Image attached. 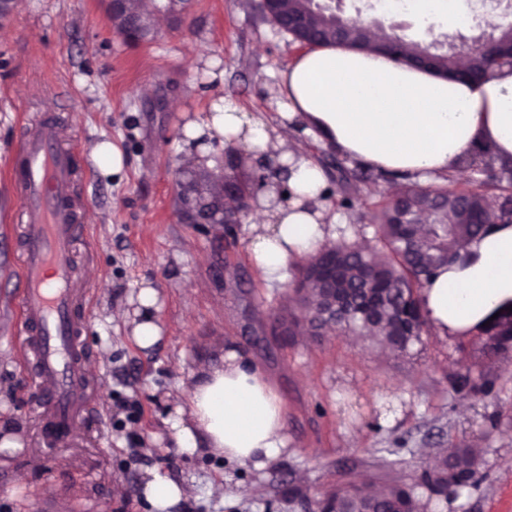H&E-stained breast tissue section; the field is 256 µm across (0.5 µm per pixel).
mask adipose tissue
Listing matches in <instances>:
<instances>
[{
  "label": "adipose tissue",
  "instance_id": "adipose-tissue-1",
  "mask_svg": "<svg viewBox=\"0 0 512 512\" xmlns=\"http://www.w3.org/2000/svg\"><path fill=\"white\" fill-rule=\"evenodd\" d=\"M278 115L298 137L272 134L264 121L222 100L190 124L184 143L191 166H212L206 141L220 137L244 166L274 159L290 166L288 203L269 206L276 186L255 209L250 255L264 280L282 281L290 262L313 253L336 229L321 202L325 174L309 138L334 146L353 163L426 180L455 171L477 144L512 159V68L480 81L448 82L397 64L372 50L319 47L300 53L276 79ZM471 262L441 269L423 291L428 315L444 336L480 321L512 298V225H496L469 246ZM188 419L172 435L190 454L198 449L263 468L288 446L285 407L275 385L250 361L229 353L223 365L195 377Z\"/></svg>",
  "mask_w": 512,
  "mask_h": 512
}]
</instances>
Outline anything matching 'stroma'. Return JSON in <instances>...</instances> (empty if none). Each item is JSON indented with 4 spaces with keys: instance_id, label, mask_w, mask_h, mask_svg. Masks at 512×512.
I'll return each mask as SVG.
<instances>
[{
    "instance_id": "35a3bbf8",
    "label": "stroma",
    "mask_w": 512,
    "mask_h": 512,
    "mask_svg": "<svg viewBox=\"0 0 512 512\" xmlns=\"http://www.w3.org/2000/svg\"><path fill=\"white\" fill-rule=\"evenodd\" d=\"M345 16L401 25L406 39L442 43L470 34L486 12L512 22L506 0H460L455 13L388 10L343 0ZM302 50L250 0H189L180 23L129 44L110 25L106 0H24L0 23V512H156L154 473L188 485L170 512H293L282 490L319 497L344 473H366L381 449H400L396 477L412 481L452 447L478 449L482 482L441 512H512V371L484 354L480 336L428 333L398 357L345 336H269L287 303L250 257L252 217L231 230L182 223L176 212L183 130L221 99L275 121L277 74ZM58 121L63 145L88 158L80 178L84 233L76 244L79 313L96 388L66 443L46 447L38 393L13 352L18 205L8 166L30 119ZM99 140L125 155L120 175L89 158ZM155 288L161 336L133 340L138 291ZM243 355L274 381L286 408L288 450L262 469L206 452H182L168 425L198 372ZM490 380L484 395L460 379ZM137 402L128 419L120 401Z\"/></svg>"
}]
</instances>
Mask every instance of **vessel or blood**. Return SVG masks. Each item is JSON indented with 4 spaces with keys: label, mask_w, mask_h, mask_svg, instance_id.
Listing matches in <instances>:
<instances>
[{
    "label": "vessel or blood",
    "mask_w": 512,
    "mask_h": 512,
    "mask_svg": "<svg viewBox=\"0 0 512 512\" xmlns=\"http://www.w3.org/2000/svg\"><path fill=\"white\" fill-rule=\"evenodd\" d=\"M61 135L58 125L34 120L11 169L25 215L16 270L22 318L16 354L32 371L50 446L66 438L67 426L94 394L75 317L80 290L72 248L80 224L74 177L80 159L58 148Z\"/></svg>",
    "instance_id": "obj_1"
}]
</instances>
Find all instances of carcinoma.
Returning a JSON list of instances; mask_svg holds the SVG:
<instances>
[{
  "mask_svg": "<svg viewBox=\"0 0 512 512\" xmlns=\"http://www.w3.org/2000/svg\"><path fill=\"white\" fill-rule=\"evenodd\" d=\"M256 9L272 22L288 13L297 19L289 32L292 41L313 46L364 48L369 44L367 26L350 20L342 28L324 13L310 8L309 0H260ZM111 26L124 33L125 21L148 17L139 0H126L123 13L112 15ZM384 35L375 44L378 52L400 62L403 45ZM427 57V68L450 81L480 79L504 66L512 67V24L501 26L491 40L469 50V62L459 66L455 53L431 42L420 47ZM316 161L325 173L336 174V204L348 211L356 208L358 186L393 179V174L360 165L350 166L347 159L332 150L318 151ZM228 178L234 191L224 196V223L233 224L237 214L252 207L257 190L269 184L265 167L251 172L239 170L236 157L224 156ZM473 179L464 185L448 188L453 175L444 184L422 188L406 186L399 199L374 204L369 223L374 228L375 245L360 249L346 239L321 247L298 269L293 281V307L284 308L278 328L294 334L300 326L310 336L336 332L361 336L398 356H407L422 343V336L432 327L422 304V291L436 272L469 257L470 242L486 234L496 224H512V161H504L484 144L474 147L466 157ZM429 219L417 223L422 214ZM336 281L351 291L353 306L336 310L329 317L325 304L324 283L331 271ZM486 337L485 353L507 356L512 353V335L493 333L495 326L478 322L462 331L472 330ZM482 480L480 461L470 448H450L432 467L423 470L412 482L372 475L349 474L320 498L310 500L304 490L288 484V502L304 512H428L441 502L454 501L476 488Z\"/></svg>",
  "mask_w": 512,
  "mask_h": 512,
  "instance_id": "carcinoma-1",
  "label": "carcinoma"
}]
</instances>
